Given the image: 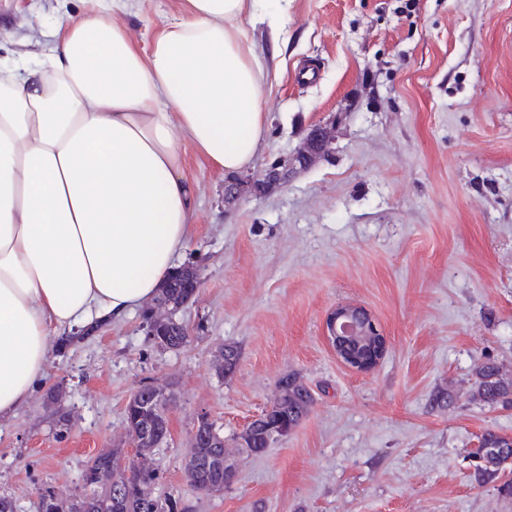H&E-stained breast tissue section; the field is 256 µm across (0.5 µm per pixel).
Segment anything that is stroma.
<instances>
[{
    "label": "stroma",
    "instance_id": "1",
    "mask_svg": "<svg viewBox=\"0 0 512 512\" xmlns=\"http://www.w3.org/2000/svg\"><path fill=\"white\" fill-rule=\"evenodd\" d=\"M84 9L0 0V59L42 53ZM180 18L181 0L113 14L145 49ZM244 30L270 73L248 174L331 118L332 153L228 204L223 171L181 140L196 183L184 259L202 278L180 314L186 345L157 347L138 311L52 354L32 399L0 422V494L38 512L43 489L81 493L97 450L130 446L131 392L161 383L171 439L151 461L187 512H512L501 481H473L471 456L485 430L512 436V408L466 398L477 364L512 374V0H288L281 30L262 13ZM350 303L386 340L369 372L326 339L328 313ZM227 344L240 359L222 380L210 362ZM291 373L313 406L265 453L242 452L235 435ZM203 413L235 467L210 496L183 469Z\"/></svg>",
    "mask_w": 512,
    "mask_h": 512
}]
</instances>
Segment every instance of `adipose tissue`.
Instances as JSON below:
<instances>
[{"mask_svg": "<svg viewBox=\"0 0 512 512\" xmlns=\"http://www.w3.org/2000/svg\"><path fill=\"white\" fill-rule=\"evenodd\" d=\"M141 50L104 5L0 65V420L26 405L54 342L157 296L191 230L178 135L225 174L265 138V59L239 21L258 0H181Z\"/></svg>", "mask_w": 512, "mask_h": 512, "instance_id": "1", "label": "adipose tissue"}]
</instances>
